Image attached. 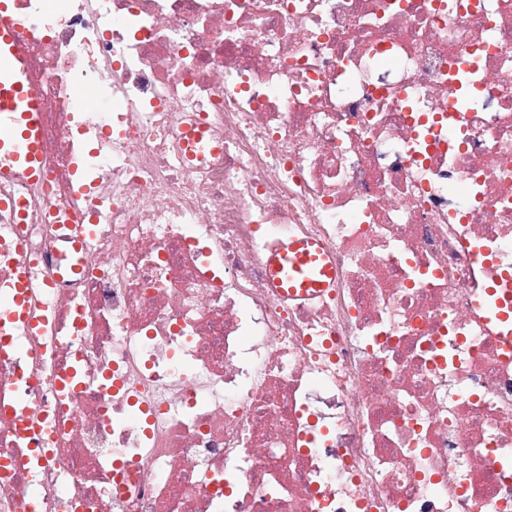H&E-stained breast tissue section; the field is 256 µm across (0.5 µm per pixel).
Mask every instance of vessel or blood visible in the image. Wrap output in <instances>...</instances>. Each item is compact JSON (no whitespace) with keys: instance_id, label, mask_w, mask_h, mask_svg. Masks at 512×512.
Returning <instances> with one entry per match:
<instances>
[{"instance_id":"obj_1","label":"vessel or blood","mask_w":512,"mask_h":512,"mask_svg":"<svg viewBox=\"0 0 512 512\" xmlns=\"http://www.w3.org/2000/svg\"><path fill=\"white\" fill-rule=\"evenodd\" d=\"M0 6V174L21 172L28 180L43 176L39 96L20 53L10 20ZM272 287L305 296L330 287L335 267L323 248L294 240L286 250L265 257Z\"/></svg>"}]
</instances>
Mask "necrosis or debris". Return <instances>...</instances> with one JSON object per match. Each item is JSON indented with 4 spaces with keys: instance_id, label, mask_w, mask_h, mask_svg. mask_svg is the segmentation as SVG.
Wrapping results in <instances>:
<instances>
[{
    "instance_id": "obj_1",
    "label": "necrosis or debris",
    "mask_w": 512,
    "mask_h": 512,
    "mask_svg": "<svg viewBox=\"0 0 512 512\" xmlns=\"http://www.w3.org/2000/svg\"><path fill=\"white\" fill-rule=\"evenodd\" d=\"M7 8L0 512H512V0ZM292 240L331 288H270ZM2 0H0L1 2ZM7 8L0 6V174L21 172L29 181L43 176L39 96L20 53ZM25 279L20 276L19 282L16 284L18 293L6 304L0 306V327L2 331H12L20 325L19 321L23 322L22 316L18 315V310L22 307Z\"/></svg>"
}]
</instances>
